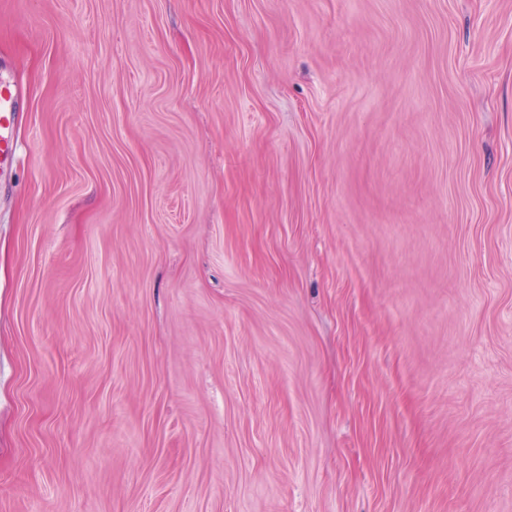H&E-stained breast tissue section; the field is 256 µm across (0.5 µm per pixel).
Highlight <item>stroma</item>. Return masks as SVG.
Instances as JSON below:
<instances>
[{"mask_svg":"<svg viewBox=\"0 0 512 512\" xmlns=\"http://www.w3.org/2000/svg\"><path fill=\"white\" fill-rule=\"evenodd\" d=\"M0 512H512V0H0ZM19 93L16 87L0 73V169L16 161L18 144L15 136Z\"/></svg>","mask_w":512,"mask_h":512,"instance_id":"35a3bbf8","label":"stroma"}]
</instances>
